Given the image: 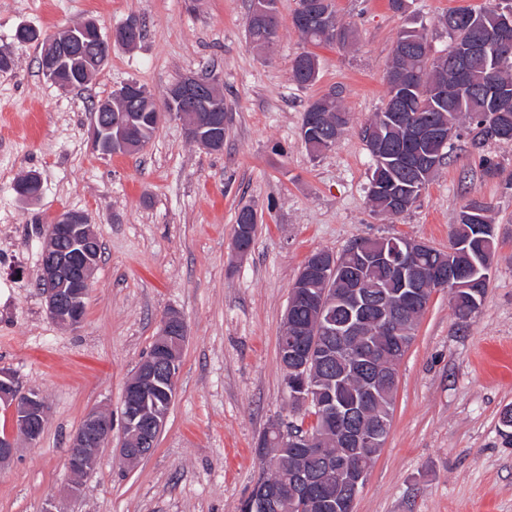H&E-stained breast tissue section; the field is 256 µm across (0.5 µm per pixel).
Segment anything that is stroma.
<instances>
[{
    "label": "stroma",
    "mask_w": 512,
    "mask_h": 512,
    "mask_svg": "<svg viewBox=\"0 0 512 512\" xmlns=\"http://www.w3.org/2000/svg\"><path fill=\"white\" fill-rule=\"evenodd\" d=\"M296 0H279L273 47L248 40L250 0H0V367L48 406L39 442L0 468V512H240L260 473L257 444L271 424L301 415L290 405L278 336L291 286L313 252H342L359 237L406 236L447 250L465 202H487L497 250L479 311L458 319L448 292L436 293L399 365L386 444L353 512H512V142H490L498 162L486 174L468 133L453 141L416 204L374 215L366 187L373 160L363 126L388 99L386 70L408 25L439 54L449 44L441 17L492 0H335L352 44L321 45L317 81L294 82L305 42L291 22ZM103 31L136 18L147 35L113 47L103 71L63 91L41 71L42 49L15 45L21 24L53 35L86 19ZM187 75L215 79L224 94V148L190 142L179 118L165 119L136 153L102 154L91 107L136 81L164 104ZM350 115L336 145L311 156L301 139L304 110L329 93ZM37 171L38 201H20L17 179ZM257 214L254 244L233 249L238 211ZM88 213L104 254L71 329L46 312L38 286L41 254L55 215ZM187 326L176 396L153 452L122 464V399L149 354L162 317ZM94 408L112 414V442L82 479L70 481L72 436Z\"/></svg>",
    "instance_id": "1"
}]
</instances>
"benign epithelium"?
<instances>
[{
    "mask_svg": "<svg viewBox=\"0 0 512 512\" xmlns=\"http://www.w3.org/2000/svg\"><path fill=\"white\" fill-rule=\"evenodd\" d=\"M298 10L303 22L317 23L324 26L326 31H333L335 16L322 10L319 5L306 0ZM495 16L496 22L488 29L486 42L453 45L451 54L456 65L450 70L439 68L441 76L435 81L432 91L437 101L442 103L450 95L464 93L467 89L464 65L473 54L485 53L493 46L499 60L508 58V49L512 46V0H501ZM252 18L266 28V46H272L280 26L278 0H253ZM137 28L138 22L131 19L112 29L105 44L109 47H124L131 42V35ZM93 29H100L98 22L87 19L49 39L51 49L45 53L41 66L57 85H70L74 80L102 69L108 53L101 54L96 47L84 54L77 53V47L84 45ZM144 97L143 90L129 86L121 90L113 101L100 105L92 122L93 138L99 151L113 154L129 151L142 143L130 109L136 107ZM173 114L185 119V131L190 141L209 151L223 149L224 140L220 134L224 130V113L221 112L219 98L211 82L186 76L173 83L164 106H154L152 117L159 124L166 116ZM404 127L407 138L412 142H420L433 134L444 138L456 133L454 128L447 132L443 126L434 127L413 121L405 123ZM369 151L382 165L390 162L397 166L402 163L401 156L392 153L384 141L375 137L372 138ZM414 165L418 168V178L413 181L398 184L393 180L380 179L368 184L369 195L384 196L391 203L389 215L392 217L418 200L421 182L432 177L437 168L436 161L424 156L416 158ZM93 234V225L89 224L84 213L78 211L59 212L50 226L49 236L56 239L58 245L44 252L39 288L45 297L49 316L61 325L76 327L83 321L86 299L99 264L98 256L89 247ZM428 249L430 245L427 242L407 237L392 241L388 250H379L367 241H360L351 246V255L357 258L356 268H339V256L335 252L316 251L310 255L296 277L298 287L302 288L300 298L318 310V335L340 337L339 350L353 364L368 367L363 376L360 402L339 405L325 399L324 390L308 387L309 361L304 359L306 332L301 328L293 329L284 346L283 354L296 364V386L303 391L299 395L300 403L307 406L313 402L323 409L336 432V440L356 449L361 458L360 465L355 468H348L340 462H328L318 476L302 468L288 481V495L307 500L309 508L317 512H351L371 467L365 449L384 447L383 438L390 431L387 417L371 430L355 424L357 414L373 393L374 387L388 379V376L380 371L374 350L352 344L350 338L358 335L359 330L369 321L382 334L398 335L402 333L399 325L402 314L412 309L427 308L432 296L438 291L470 287L472 275L459 272L453 264L455 258L467 252L466 243L452 240L448 246V262L439 267L424 269L419 265L418 257ZM373 268L387 270L397 282L395 296L390 298L384 294L378 295L370 289L366 273ZM314 279L325 282L336 280L344 285L341 302L347 312V319L343 324L337 325L325 316L329 302L326 301V294L310 291V282ZM174 336L185 338L187 330L180 313L170 311L161 321L160 351L142 363L125 386L123 409L126 422L132 429L133 441L119 448L120 458L124 461L150 454L164 429L167 414L162 412L149 417L145 415L144 406L150 392L160 384L164 385L168 399L175 397L179 359L176 351L166 348ZM0 405L11 412L14 423V430L0 437L1 466L14 457L18 437H24L30 445L37 442L47 420V406L38 391L22 390L15 374L5 368H0ZM110 443L112 414L103 409L89 411L71 441L67 466L74 480L66 489L67 495L79 494V478L96 462L102 448ZM298 447L306 458L323 457L324 449L320 448L319 441L309 435L298 441ZM333 478L344 489L342 497L320 500L312 496L316 483ZM281 495L282 491L278 487H264L247 500L244 510L263 512Z\"/></svg>",
    "mask_w": 512,
    "mask_h": 512,
    "instance_id": "benign-epithelium-1",
    "label": "benign epithelium"
}]
</instances>
